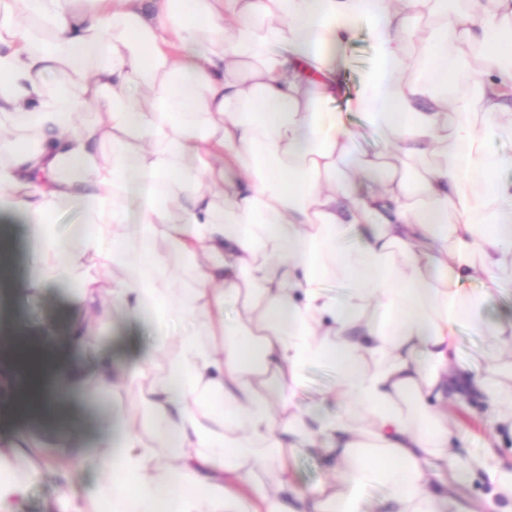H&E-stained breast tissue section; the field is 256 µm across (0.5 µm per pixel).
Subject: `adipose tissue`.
<instances>
[{
  "label": "adipose tissue",
  "mask_w": 512,
  "mask_h": 512,
  "mask_svg": "<svg viewBox=\"0 0 512 512\" xmlns=\"http://www.w3.org/2000/svg\"><path fill=\"white\" fill-rule=\"evenodd\" d=\"M361 30L373 61L351 106L386 149L358 159L334 102ZM0 112L23 131L0 133V205L35 242L15 293L78 283L76 348L116 309L185 329L148 387L155 344L121 370L49 336L0 343L19 377L0 415L40 424L0 441V512H27L44 474L57 512H475L457 489L480 470L487 507L512 512V465L454 448L446 412L474 397L512 435V317L470 373L454 338L512 290V161L490 149L512 140V0H0ZM63 202L86 217L71 237ZM316 362L339 380L305 408ZM119 389L143 408L121 435L83 441L59 413L61 394ZM308 453L328 477L301 491L290 463ZM84 214L70 204H61L55 214L54 222L63 234H70L74 225L83 224Z\"/></svg>",
  "instance_id": "obj_1"
}]
</instances>
